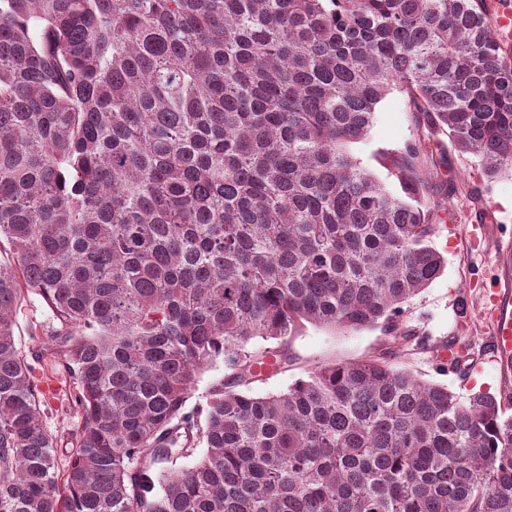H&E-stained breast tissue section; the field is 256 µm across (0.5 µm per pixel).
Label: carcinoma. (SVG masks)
Segmentation results:
<instances>
[{"mask_svg": "<svg viewBox=\"0 0 512 512\" xmlns=\"http://www.w3.org/2000/svg\"><path fill=\"white\" fill-rule=\"evenodd\" d=\"M394 91L417 113L397 191L347 151ZM443 135L512 172L487 0H0V512H512L491 393L384 358L253 390L307 323L405 339L445 264ZM23 286L81 413L62 472L14 337ZM224 364L222 361L208 365L200 374L198 381L190 398L187 401V408L191 409L199 403H203V397L211 384L224 376Z\"/></svg>", "mask_w": 512, "mask_h": 512, "instance_id": "obj_1", "label": "carcinoma"}]
</instances>
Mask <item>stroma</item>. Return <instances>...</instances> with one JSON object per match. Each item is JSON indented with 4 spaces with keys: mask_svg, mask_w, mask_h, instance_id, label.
<instances>
[{
    "mask_svg": "<svg viewBox=\"0 0 512 512\" xmlns=\"http://www.w3.org/2000/svg\"><path fill=\"white\" fill-rule=\"evenodd\" d=\"M416 134V115L404 96L395 92L377 107L367 141L353 145L363 166L389 180L385 152L403 147ZM441 177L453 178L456 190L448 199L444 223L435 227L434 247L446 261L443 273L404 305L398 318L409 340L392 347L382 327L351 331L305 326L291 336L287 371L256 385L258 393L286 391L313 369L332 364L390 356L392 363L427 382L447 386L465 398L490 392L501 400L512 397V365L493 361L491 331L483 317L487 299L482 283L497 279L512 290V174L488 179L475 155L449 151ZM57 323L40 295L23 289L15 310V339L32 367L36 383L53 382L56 394L42 393L41 416L56 438L57 464L66 467L79 412L70 397V378L47 354L55 343ZM458 346L456 371L439 366L440 348Z\"/></svg>",
    "mask_w": 512,
    "mask_h": 512,
    "instance_id": "stroma-1",
    "label": "stroma"
}]
</instances>
